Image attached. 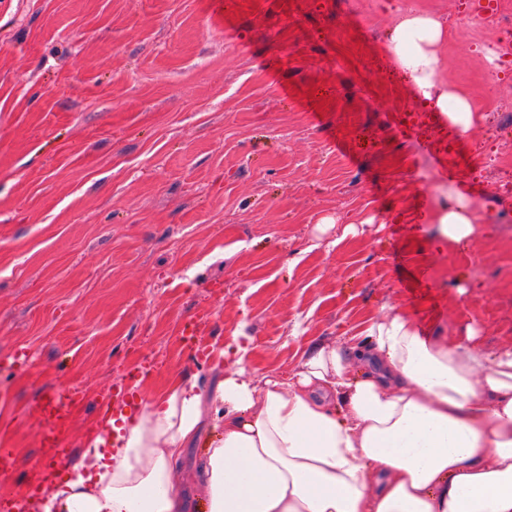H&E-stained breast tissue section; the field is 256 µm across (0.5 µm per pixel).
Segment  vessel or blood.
<instances>
[{"label": "vessel or blood", "mask_w": 512, "mask_h": 512, "mask_svg": "<svg viewBox=\"0 0 512 512\" xmlns=\"http://www.w3.org/2000/svg\"><path fill=\"white\" fill-rule=\"evenodd\" d=\"M84 391L76 386L66 385L53 388L35 404V411L42 427L40 448L42 462L30 471L21 490L22 498L30 504H40L49 486L56 480L60 468L70 454L63 441L68 428L71 410L85 400ZM140 394L133 382L126 381L113 385L111 392L101 398V405L113 415H133ZM21 498V499H22Z\"/></svg>", "instance_id": "1"}]
</instances>
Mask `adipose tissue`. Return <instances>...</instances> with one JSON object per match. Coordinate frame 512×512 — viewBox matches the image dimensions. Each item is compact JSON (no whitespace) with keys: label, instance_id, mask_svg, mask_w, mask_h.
Instances as JSON below:
<instances>
[{"label":"adipose tissue","instance_id":"adipose-tissue-1","mask_svg":"<svg viewBox=\"0 0 512 512\" xmlns=\"http://www.w3.org/2000/svg\"><path fill=\"white\" fill-rule=\"evenodd\" d=\"M443 36L412 14L389 49L425 105L466 133L477 116L438 78ZM474 220L457 197L437 216L442 240L462 245ZM100 427L44 512H512V350L423 336L402 311L362 343H311L288 378L241 365L176 381ZM206 427L198 486L182 491L174 466Z\"/></svg>","mask_w":512,"mask_h":512}]
</instances>
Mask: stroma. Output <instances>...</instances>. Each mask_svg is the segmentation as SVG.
Instances as JSON below:
<instances>
[{
    "label": "stroma",
    "instance_id": "35a3bbf8",
    "mask_svg": "<svg viewBox=\"0 0 512 512\" xmlns=\"http://www.w3.org/2000/svg\"><path fill=\"white\" fill-rule=\"evenodd\" d=\"M401 0H0V448L37 466L19 411L60 385L87 395L65 440L82 453L112 382L147 359L142 396L209 383L244 359L288 376L306 345H349L396 311L421 332L512 349V43L439 20L440 77L478 121L453 161L399 125L417 103L388 50ZM429 159L426 179L411 173ZM480 206L465 247L441 206ZM209 313L199 361L184 321Z\"/></svg>",
    "mask_w": 512,
    "mask_h": 512
}]
</instances>
